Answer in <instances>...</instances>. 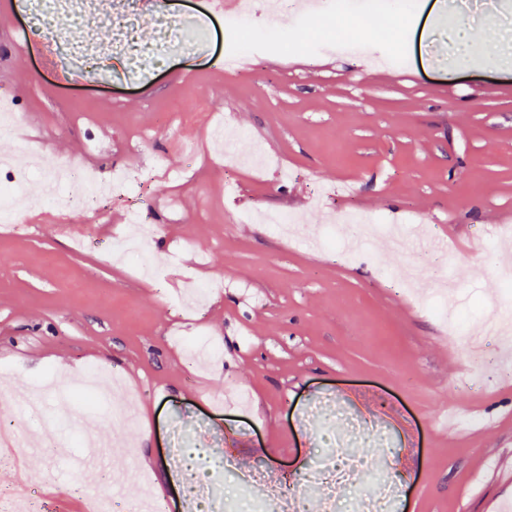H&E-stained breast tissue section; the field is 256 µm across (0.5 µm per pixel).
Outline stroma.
<instances>
[{"mask_svg": "<svg viewBox=\"0 0 512 512\" xmlns=\"http://www.w3.org/2000/svg\"><path fill=\"white\" fill-rule=\"evenodd\" d=\"M23 0H0V100L19 129L0 145V179L41 184V171H114L144 179L136 199L101 201L107 215L17 208L21 235H0V410L20 445L0 489L24 485L67 512L108 498L129 512L168 495L182 512L167 460L174 440L262 464L284 484L327 450L389 454L396 512H512V380L471 385L463 334L485 335L490 317L512 312L501 273L512 268V11L499 0L467 23L489 66L448 75V27L425 21L422 0H321L266 15L256 0L241 33L208 13L207 0H173L190 16L187 38L139 78L108 61L111 82L71 85L51 73L52 34H26ZM245 50L225 69L232 41ZM156 268L140 272L110 242L135 226ZM357 211L413 231L410 252L383 237L358 242L352 224L326 214ZM297 217L283 237L257 222ZM359 243L353 259L321 250ZM498 237L494 254L485 236ZM426 263L422 290L391 275ZM213 291L202 306L180 300L190 282ZM450 301L458 329L428 307ZM202 337L221 357L193 363L185 339ZM110 380L113 406L62 418L54 397L86 375ZM56 393H45L47 384ZM331 398L389 435L343 434L335 418L310 417ZM64 451L52 467L31 451L44 426Z\"/></svg>", "mask_w": 512, "mask_h": 512, "instance_id": "stroma-1", "label": "stroma"}]
</instances>
